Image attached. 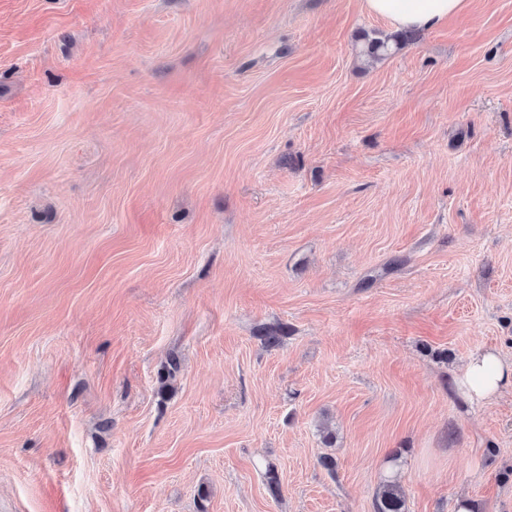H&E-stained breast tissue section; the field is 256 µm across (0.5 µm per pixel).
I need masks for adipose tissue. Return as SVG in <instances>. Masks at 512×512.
<instances>
[{"mask_svg":"<svg viewBox=\"0 0 512 512\" xmlns=\"http://www.w3.org/2000/svg\"><path fill=\"white\" fill-rule=\"evenodd\" d=\"M468 0H363L369 13L389 19L396 27L429 29L463 12ZM456 387L473 401L490 399L512 389V360L494 350L471 354Z\"/></svg>","mask_w":512,"mask_h":512,"instance_id":"1","label":"adipose tissue"}]
</instances>
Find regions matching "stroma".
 I'll return each instance as SVG.
<instances>
[{"label":"stroma","mask_w":512,"mask_h":512,"mask_svg":"<svg viewBox=\"0 0 512 512\" xmlns=\"http://www.w3.org/2000/svg\"><path fill=\"white\" fill-rule=\"evenodd\" d=\"M394 32L0 0V512H512V0ZM417 38L415 32H405L397 36H380L368 39L364 44L361 51L363 55L373 58L382 59L391 54L394 47H396L401 40L412 42ZM456 388L472 401H484L512 389V360L495 350L475 352L457 377ZM374 512H408L400 486L393 480L382 484L376 494Z\"/></svg>","instance_id":"35a3bbf8"}]
</instances>
